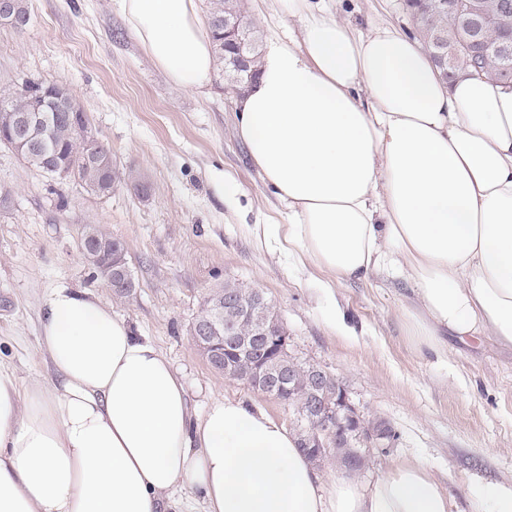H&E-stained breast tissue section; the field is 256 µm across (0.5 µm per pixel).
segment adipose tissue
Listing matches in <instances>:
<instances>
[{
  "mask_svg": "<svg viewBox=\"0 0 512 512\" xmlns=\"http://www.w3.org/2000/svg\"><path fill=\"white\" fill-rule=\"evenodd\" d=\"M113 5L164 75L210 86L198 0ZM288 11L298 35L267 43L235 101L237 135L285 209L263 237L336 283H407L420 353L452 336L512 350V84L444 80L392 26L358 35L310 0ZM38 342L49 386L0 369V512H450L420 461L367 489L327 484L266 411L219 398L196 414L162 351L83 291L47 294Z\"/></svg>",
  "mask_w": 512,
  "mask_h": 512,
  "instance_id": "ef3b65f1",
  "label": "adipose tissue"
}]
</instances>
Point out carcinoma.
<instances>
[{
	"instance_id": "cac0c4a2",
	"label": "carcinoma",
	"mask_w": 512,
	"mask_h": 512,
	"mask_svg": "<svg viewBox=\"0 0 512 512\" xmlns=\"http://www.w3.org/2000/svg\"><path fill=\"white\" fill-rule=\"evenodd\" d=\"M433 0H408V8L418 24V33L429 54H434L436 48L452 49L457 47L466 37V31L456 21L448 17V12L432 6ZM233 11L247 24L255 42H260L259 35L253 22L244 12L242 0H208L209 29L217 56L218 69L224 74V80L231 86L241 89L248 79L241 78L234 65L228 61L224 49V28L215 21L224 16L225 12ZM473 69L472 58L463 53L448 57V71L445 77L455 75L458 70ZM58 100L55 87L39 82L25 80L19 85H8L0 88V131L6 133L16 127V117L30 111L33 104L41 106V111L51 115V120L35 137H28L26 131L17 132L22 149L18 151L21 158L29 165L43 169L45 158L55 154L61 161L74 166L77 178L92 191L104 177L99 168L87 162V156L97 154L104 158L112 157L111 148L89 134V128L79 134L69 125L64 110L56 103ZM99 239L106 243L102 256L94 267L95 274L102 276L129 265L127 252L122 247L115 246L112 236L95 224L88 225ZM260 294V291L242 282L226 280L223 284L212 289L205 298L198 319L209 316L212 307L224 303L233 297L249 299ZM265 367L270 373L287 369L292 373L288 390L276 396L282 403L288 404L295 415L294 431L305 444L308 424L301 417L300 408L310 399H330L340 389L337 379L327 376L320 385L310 384L312 365L303 363L289 354L288 349H272L263 356L254 358L250 355L224 353V360L212 363V367L223 373L230 380L247 381L253 375L257 365ZM365 432H374L390 439L395 436L391 426L378 418L362 420ZM328 460H334L341 469L351 474H358L368 467L369 459L361 453V448L345 443L338 447L316 449L315 457L311 458L317 466H322Z\"/></svg>"
}]
</instances>
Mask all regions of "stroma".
Instances as JSON below:
<instances>
[{
	"mask_svg": "<svg viewBox=\"0 0 512 512\" xmlns=\"http://www.w3.org/2000/svg\"><path fill=\"white\" fill-rule=\"evenodd\" d=\"M262 38L297 34L287 0H244ZM357 33L392 25L412 32L402 0H334ZM24 33L0 25V87L29 79L67 87L94 138L121 169L148 183L99 196L77 180L57 181L0 145V367L19 385L48 382L37 342L44 298L58 286L98 297L136 334L150 338L180 376L190 403L242 398L284 425L287 405L216 371L190 328L210 290L224 280L257 288L288 334V350L347 389L364 416L388 422L391 447L374 449L357 481L371 486L402 460L423 462L470 512L480 481H512V354L491 341L449 339L446 357H420L402 319L405 291L384 273L341 283L324 296V273L300 270L256 233L283 222L282 208L236 134L234 100L222 75L206 93L169 80L146 56L111 0H29ZM241 193L224 201L225 178ZM96 224L123 243L136 288L117 297L95 276L80 232ZM341 311L352 336L329 323Z\"/></svg>",
	"mask_w": 512,
	"mask_h": 512,
	"instance_id": "stroma-1",
	"label": "stroma"
}]
</instances>
